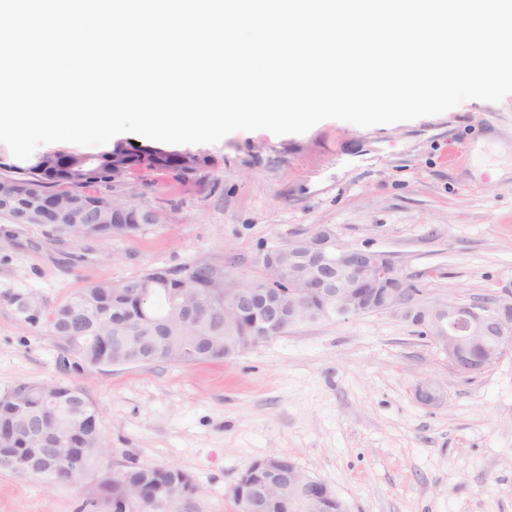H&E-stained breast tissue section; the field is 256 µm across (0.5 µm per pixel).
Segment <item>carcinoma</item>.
I'll return each instance as SVG.
<instances>
[{
    "label": "carcinoma",
    "mask_w": 512,
    "mask_h": 512,
    "mask_svg": "<svg viewBox=\"0 0 512 512\" xmlns=\"http://www.w3.org/2000/svg\"><path fill=\"white\" fill-rule=\"evenodd\" d=\"M199 165V157L188 152L138 148L122 141L96 156L40 155L24 165L9 166V174L0 176V216L19 223L36 201L50 200L61 212L83 205L95 207L93 223L49 225L55 233L79 238L140 231L154 223L151 212L108 194L92 193L89 187L110 185L132 169L185 173ZM25 221L41 223L36 217ZM294 307L290 327L335 316L318 299L297 298ZM46 322L62 352L67 349V341L58 332L60 325L72 323L80 329L88 328L95 344L84 349V367L98 370L112 366L115 359H133L137 364L222 359L225 337L256 336L260 329L252 318L236 322L231 329L224 326V269L207 259L183 271L155 268L118 284L92 282L48 311ZM6 396L36 416L42 427L55 431L63 426L60 412L77 399L96 410L83 389L65 382L21 383ZM44 464L52 472L51 478H70L67 454L61 449H52ZM190 484L191 478L177 468L134 463L122 478L104 485L99 495H136L148 500L157 492L175 495Z\"/></svg>",
    "instance_id": "carcinoma-1"
}]
</instances>
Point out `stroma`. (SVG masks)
<instances>
[{
	"instance_id": "stroma-1",
	"label": "stroma",
	"mask_w": 512,
	"mask_h": 512,
	"mask_svg": "<svg viewBox=\"0 0 512 512\" xmlns=\"http://www.w3.org/2000/svg\"><path fill=\"white\" fill-rule=\"evenodd\" d=\"M185 150L202 160L193 173L132 171L113 186L156 217L135 233L70 238L0 217V395L81 387L103 442L73 481L0 466V512H105L98 476L134 463L190 476L195 493L166 512H238L233 485L271 455L324 482L346 512H512V353L463 375L418 327L380 313L303 324L226 360L65 374L44 319L89 283L201 258L261 279L264 252L321 225L338 245L389 256L423 301L483 303L512 287V94ZM32 294L35 322L19 308ZM426 378L443 392L430 407L414 397Z\"/></svg>"
}]
</instances>
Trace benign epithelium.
<instances>
[{"instance_id": "7a95c632", "label": "benign epithelium", "mask_w": 512, "mask_h": 512, "mask_svg": "<svg viewBox=\"0 0 512 512\" xmlns=\"http://www.w3.org/2000/svg\"><path fill=\"white\" fill-rule=\"evenodd\" d=\"M264 269V279L248 284L250 290L238 295L231 309L239 318L261 305L268 310V326L261 330V335L241 337L248 347L276 335L282 307L270 295V288L284 281L304 293L322 291L336 303V313L342 315L359 313L369 290L382 289L373 299L375 307L420 326L446 353L448 362L463 374L482 372L512 351V322L508 321L512 291L507 288L494 305L469 306L450 299L429 311L418 297L407 298L408 277L388 256L337 246L325 228L296 238L269 255ZM416 397L422 404L431 405L439 400V390L433 382L424 380L416 386ZM19 425L26 427L30 436L40 438L43 447L30 448L25 453L13 448L6 453L0 451L1 463L31 473L47 449L69 448L74 478L85 475L89 465L83 452L85 433L99 430L95 416L79 408L68 432L46 434L28 413L13 406L0 418V433L12 438ZM287 479L285 466L273 455L251 463L231 493L237 503L246 505L248 512H324L332 491L323 482L308 476L283 497L276 493V485Z\"/></svg>"}]
</instances>
